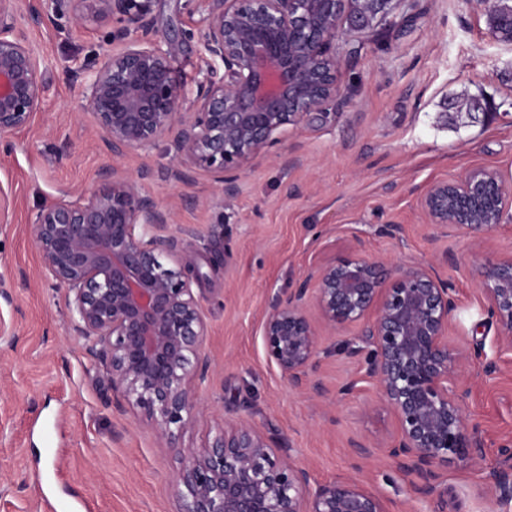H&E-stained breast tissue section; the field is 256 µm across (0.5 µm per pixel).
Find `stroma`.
I'll return each instance as SVG.
<instances>
[{
  "label": "stroma",
  "instance_id": "1",
  "mask_svg": "<svg viewBox=\"0 0 512 512\" xmlns=\"http://www.w3.org/2000/svg\"><path fill=\"white\" fill-rule=\"evenodd\" d=\"M203 0H153L157 30L188 93L207 73L198 20ZM20 27L43 59L45 104L31 127L0 137V512H177L171 485L175 449L145 421L117 411L103 369L77 340L64 289L42 273L30 226L63 195L99 186L108 167L141 177L142 189L174 214L188 251L206 258L195 286L207 316L211 366L205 405L181 443L212 441L221 422L241 419L306 468L311 487L351 478L381 495L391 512H512L495 476L512 480L501 444L512 438V350L486 311L476 283L485 267L512 255V217L490 232L440 233L419 209L422 187L479 166L512 175V43L495 38L487 0H404L395 24L367 37L338 35L335 101L301 124L241 176L223 197L213 174L170 179L172 151L160 145L115 159L90 116L89 63L111 51L113 23L71 16ZM478 100L474 118L452 103ZM434 268L455 290L454 345L480 357L459 371L463 408L480 451L439 466L437 494L423 493L387 457L396 431L365 367L344 351L356 328H326L308 313L317 355L305 385L289 384L264 353L261 327L275 295L300 287L319 267L349 256ZM498 368L488 373L485 362ZM369 446L358 455L354 443Z\"/></svg>",
  "mask_w": 512,
  "mask_h": 512
}]
</instances>
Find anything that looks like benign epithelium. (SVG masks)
Segmentation results:
<instances>
[{"label": "benign epithelium", "instance_id": "7a95c632", "mask_svg": "<svg viewBox=\"0 0 512 512\" xmlns=\"http://www.w3.org/2000/svg\"><path fill=\"white\" fill-rule=\"evenodd\" d=\"M151 2L0 0V136L30 126L47 92L17 27L22 7L37 19L68 13L78 25L89 14L116 19L112 52L84 88L94 124L114 159L170 142L171 175L182 180L185 168L245 173L276 134L335 100L340 60L329 45L336 34L369 35L403 0H204V47L224 76L200 82L189 102L167 38L152 25ZM490 16L502 37L512 4L492 0ZM420 207L441 229L492 231L512 210V180L475 167L426 185ZM172 221L138 179L114 167L101 186L44 205L31 225L45 275L66 291L77 338L103 364L116 407L143 416L169 443L202 411L198 386L210 367L206 317L192 288L203 275ZM477 288L511 349L512 257L486 269ZM309 293L327 327H361L346 353L364 361L396 416L389 456L423 479L422 492L435 493V468L476 451L456 370L478 354L448 341L453 289L416 264L388 268L352 255L319 268L303 287L276 296L262 324L268 360L295 387L316 357ZM177 454L180 512H389L354 480L310 490L308 472L245 420Z\"/></svg>", "mask_w": 512, "mask_h": 512}]
</instances>
